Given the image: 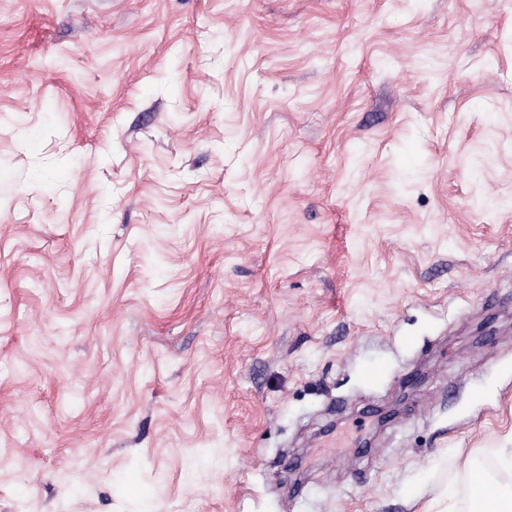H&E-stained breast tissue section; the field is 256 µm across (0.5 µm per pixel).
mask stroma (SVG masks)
Listing matches in <instances>:
<instances>
[{
  "mask_svg": "<svg viewBox=\"0 0 512 512\" xmlns=\"http://www.w3.org/2000/svg\"><path fill=\"white\" fill-rule=\"evenodd\" d=\"M512 448V0H0V512H466Z\"/></svg>",
  "mask_w": 512,
  "mask_h": 512,
  "instance_id": "35a3bbf8",
  "label": "stroma"
}]
</instances>
